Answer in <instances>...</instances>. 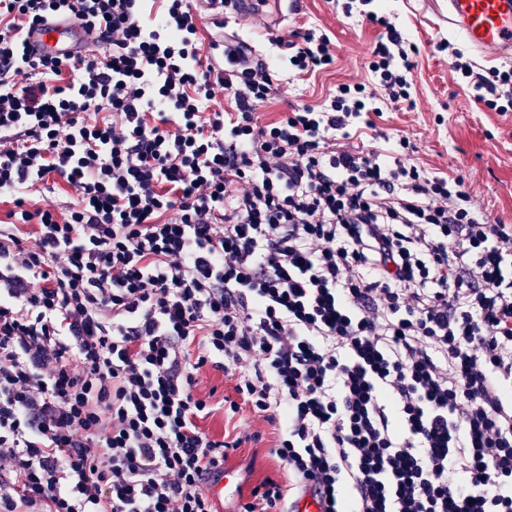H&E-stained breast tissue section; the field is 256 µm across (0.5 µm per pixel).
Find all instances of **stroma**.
<instances>
[{
	"instance_id": "35a3bbf8",
	"label": "stroma",
	"mask_w": 512,
	"mask_h": 512,
	"mask_svg": "<svg viewBox=\"0 0 512 512\" xmlns=\"http://www.w3.org/2000/svg\"><path fill=\"white\" fill-rule=\"evenodd\" d=\"M384 8L418 49L412 73L416 106L385 109L378 128L410 138L417 146L415 164L462 176L491 220L512 224V112L488 111L449 78L448 58L435 46L450 35L426 0H386ZM285 29L327 34L334 62L304 77L278 65L274 97L261 109L264 119L277 118L292 104L321 105L337 84L368 79V55L377 32L358 16H345L332 0H304L301 10L287 17Z\"/></svg>"
}]
</instances>
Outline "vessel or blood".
<instances>
[{"mask_svg": "<svg viewBox=\"0 0 512 512\" xmlns=\"http://www.w3.org/2000/svg\"><path fill=\"white\" fill-rule=\"evenodd\" d=\"M255 0H213L216 19L232 12L246 23ZM448 30L469 48L490 57H512V0H448ZM23 40L37 56L66 61L84 53L91 39L81 22L68 19L38 23Z\"/></svg>", "mask_w": 512, "mask_h": 512, "instance_id": "1", "label": "vessel or blood"}]
</instances>
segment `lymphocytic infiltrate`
Segmentation results:
<instances>
[{"label":"lymphocytic infiltrate","instance_id":"f902f5d3","mask_svg":"<svg viewBox=\"0 0 512 512\" xmlns=\"http://www.w3.org/2000/svg\"><path fill=\"white\" fill-rule=\"evenodd\" d=\"M141 2L0 0V512H214L267 426L280 470L234 512H512V224L408 138L381 148L380 104L413 102L402 32L341 0L380 30L370 83L266 122L273 64L232 32L214 69L205 11L148 26ZM69 16L93 49L29 54ZM271 42L299 76L333 61L311 30ZM437 49L512 112V67ZM56 177L73 201H33ZM208 368L233 388L219 439Z\"/></svg>","mask_w":512,"mask_h":512}]
</instances>
